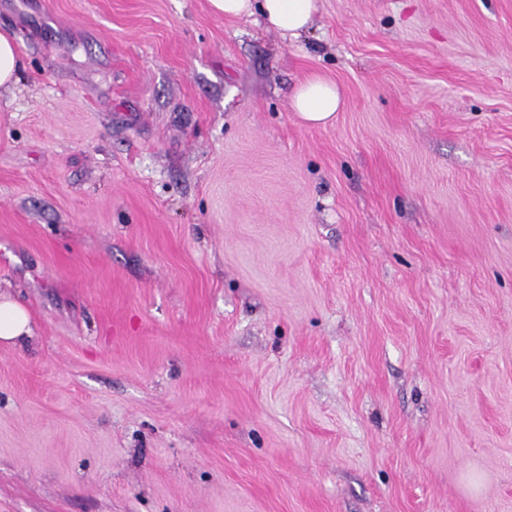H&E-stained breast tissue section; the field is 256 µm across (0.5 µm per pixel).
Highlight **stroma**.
I'll use <instances>...</instances> for the list:
<instances>
[{"label":"stroma","mask_w":512,"mask_h":512,"mask_svg":"<svg viewBox=\"0 0 512 512\" xmlns=\"http://www.w3.org/2000/svg\"><path fill=\"white\" fill-rule=\"evenodd\" d=\"M0 31V512H512V0ZM23 69V61L13 38L0 33V86L13 84ZM341 96L336 85L321 76H313L294 92L291 106L309 125L325 126L338 112ZM28 311L9 294L0 291V340L18 344L33 336Z\"/></svg>","instance_id":"1"}]
</instances>
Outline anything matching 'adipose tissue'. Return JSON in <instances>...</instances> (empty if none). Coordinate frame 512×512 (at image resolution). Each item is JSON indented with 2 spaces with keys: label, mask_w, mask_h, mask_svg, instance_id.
Listing matches in <instances>:
<instances>
[{
  "label": "adipose tissue",
  "mask_w": 512,
  "mask_h": 512,
  "mask_svg": "<svg viewBox=\"0 0 512 512\" xmlns=\"http://www.w3.org/2000/svg\"><path fill=\"white\" fill-rule=\"evenodd\" d=\"M211 9L228 18L260 15L266 28L288 38L300 37L309 28L317 0H209ZM341 96L336 85L314 76L294 92L291 106L301 120L327 125L338 112ZM33 334L28 311L9 294L0 292V340L18 344Z\"/></svg>",
  "instance_id": "ef3b65f1"
}]
</instances>
